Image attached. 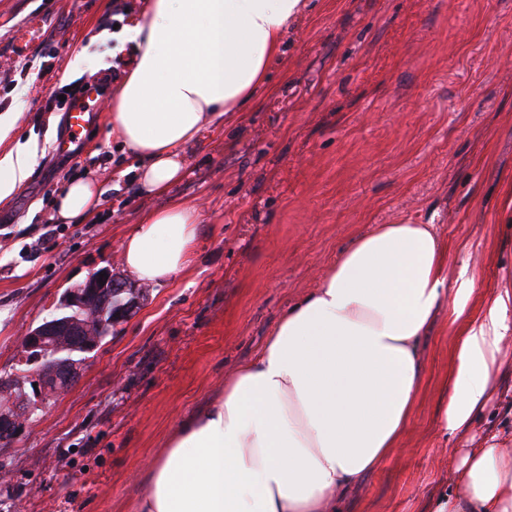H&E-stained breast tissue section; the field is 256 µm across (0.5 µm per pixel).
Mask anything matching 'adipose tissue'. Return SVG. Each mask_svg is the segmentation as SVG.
<instances>
[{
	"instance_id": "1",
	"label": "adipose tissue",
	"mask_w": 512,
	"mask_h": 512,
	"mask_svg": "<svg viewBox=\"0 0 512 512\" xmlns=\"http://www.w3.org/2000/svg\"><path fill=\"white\" fill-rule=\"evenodd\" d=\"M302 0H149L122 42L137 55L109 106L113 133L139 165L141 193L184 171L182 149L256 96ZM0 115V202L31 178L35 137L10 141ZM101 192L69 181L59 220H86ZM199 210L175 201L148 213L120 251L123 269L159 285L187 269ZM446 247L429 224H378L340 250L316 288L287 307L263 347L223 392L183 417L152 465L139 512H336L412 420L426 368L420 343L443 301L459 336L444 409L446 430L482 406L504 338L512 291L466 313L471 289L449 295ZM431 512H512V449H465Z\"/></svg>"
}]
</instances>
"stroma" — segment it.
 <instances>
[{
	"mask_svg": "<svg viewBox=\"0 0 512 512\" xmlns=\"http://www.w3.org/2000/svg\"><path fill=\"white\" fill-rule=\"evenodd\" d=\"M146 2L125 0L117 19L112 0H0V114L17 113L13 137L45 150L0 203V374L33 372L21 340L66 290L101 268L124 276L119 252L144 215L176 198L201 217L190 267L161 285L128 280L144 294L79 380L32 396L34 421L0 449V512H137L144 473L181 418L373 225H434L448 290L472 287L470 312L512 289V0H306L255 101L185 146L182 179L159 196L139 192L108 115L77 155L58 147L68 96L92 78L101 103L118 94L135 47L101 34ZM76 177L94 180L102 203L89 221L57 223L54 201ZM452 318L443 306L421 341L427 371L407 431L340 512H426L462 449L493 437L512 448V335L481 410L444 429Z\"/></svg>",
	"mask_w": 512,
	"mask_h": 512,
	"instance_id": "1",
	"label": "stroma"
}]
</instances>
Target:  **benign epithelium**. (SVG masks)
Listing matches in <instances>:
<instances>
[{"mask_svg": "<svg viewBox=\"0 0 512 512\" xmlns=\"http://www.w3.org/2000/svg\"><path fill=\"white\" fill-rule=\"evenodd\" d=\"M106 277H101V274ZM86 287L66 292L61 308L72 311L48 320L29 331L22 338L27 353L38 360H47L45 367L34 375H13L12 384L18 392L10 397L9 410H0V445L10 446L26 427L32 415L25 384H37L35 391L45 394L54 386L66 389L82 375L85 360L75 361L61 357L63 341L80 346L86 353L96 350L102 340L112 332V325L122 318L132 301L112 300V294L121 293L125 285L112 270L102 268L90 272Z\"/></svg>", "mask_w": 512, "mask_h": 512, "instance_id": "7a95c632", "label": "benign epithelium"}]
</instances>
